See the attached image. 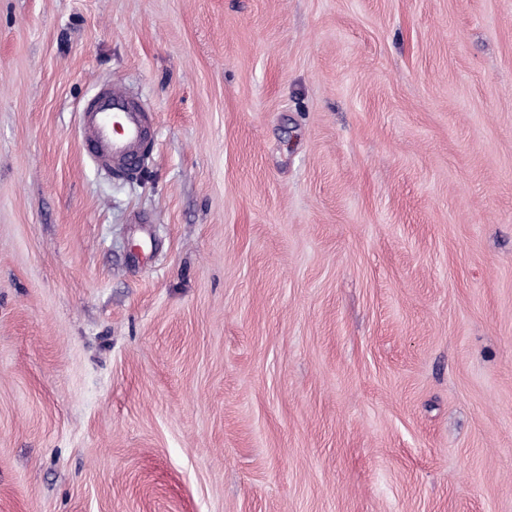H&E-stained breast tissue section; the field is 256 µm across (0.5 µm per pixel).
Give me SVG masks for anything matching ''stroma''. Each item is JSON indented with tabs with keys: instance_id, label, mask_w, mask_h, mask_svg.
Listing matches in <instances>:
<instances>
[{
	"instance_id": "1",
	"label": "stroma",
	"mask_w": 512,
	"mask_h": 512,
	"mask_svg": "<svg viewBox=\"0 0 512 512\" xmlns=\"http://www.w3.org/2000/svg\"><path fill=\"white\" fill-rule=\"evenodd\" d=\"M0 512H512V0H0ZM82 151L98 168L130 175L152 139L153 118L120 85L100 88L80 115Z\"/></svg>"
}]
</instances>
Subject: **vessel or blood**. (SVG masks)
<instances>
[{"instance_id": "1", "label": "vessel or blood", "mask_w": 512, "mask_h": 512, "mask_svg": "<svg viewBox=\"0 0 512 512\" xmlns=\"http://www.w3.org/2000/svg\"><path fill=\"white\" fill-rule=\"evenodd\" d=\"M82 151L96 167L132 174L152 138L153 118L119 85L100 88L81 115Z\"/></svg>"}]
</instances>
